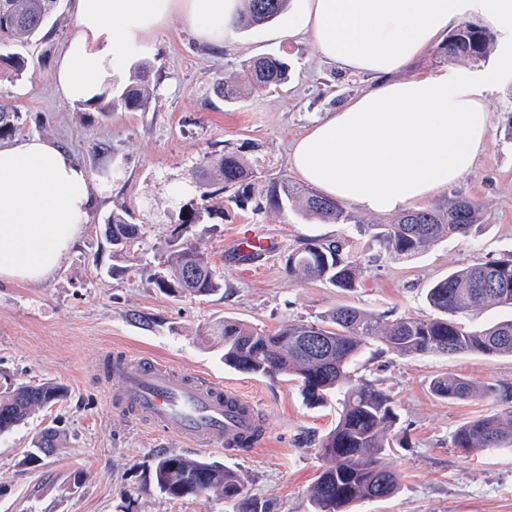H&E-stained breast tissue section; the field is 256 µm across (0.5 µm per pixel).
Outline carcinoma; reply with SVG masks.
<instances>
[{
  "instance_id": "carcinoma-1",
  "label": "carcinoma",
  "mask_w": 512,
  "mask_h": 512,
  "mask_svg": "<svg viewBox=\"0 0 512 512\" xmlns=\"http://www.w3.org/2000/svg\"><path fill=\"white\" fill-rule=\"evenodd\" d=\"M236 23L240 28L262 26L279 18L289 0H244ZM56 0H0V44L24 43L47 26ZM496 36L486 28L462 22L436 48L438 59L463 57L481 61L491 53ZM146 67L139 66L130 84L108 98L101 96L88 107L100 111L142 110L148 102ZM240 78L255 89L277 86L287 79V65L273 57H258L240 63ZM17 109L0 104V138L12 135ZM223 181L221 190L242 207L257 198L278 211L294 207L309 219L346 224L349 215L340 202L326 198L308 186L286 179L262 182L242 157L226 152L212 159ZM483 206L473 198L455 194L445 206L408 209L387 224H373V238L392 260L412 258L431 245L481 226ZM113 228H139L114 211L106 219ZM167 269L154 274L158 288L173 297L186 293L199 297L221 290V280L206 257L186 242L169 244ZM195 270L186 279L187 267ZM288 274L299 280L319 278L341 291L356 288L365 269L350 259L335 241L305 240L287 256ZM436 315L429 318H399L387 322L352 306H338L313 323H290L273 334L233 319L224 320L220 336L224 365L257 375H287L300 382L307 404L319 406L330 393L341 396L336 427L319 442V452L333 466L324 470L310 490L314 512H350L365 500L384 499L399 484L397 473L384 462V429L397 415L391 399L381 390L358 379L353 366L362 348L374 340L387 349L408 356L439 352L478 353L488 357H512V319L483 328L469 327L457 316L474 308L512 309V257L458 268L436 280L426 294ZM432 391L443 398L468 400L477 389L457 375L432 380ZM64 388L53 382L21 383L0 395V434L20 424L36 407L62 400ZM463 453L483 448L512 447V413L485 415L461 425L453 439ZM158 489L177 500L215 495L237 504V512H266L258 499L244 492L239 475L220 463L188 458L177 452L157 456L154 466Z\"/></svg>"
}]
</instances>
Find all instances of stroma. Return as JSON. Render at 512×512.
<instances>
[{
	"instance_id": "35a3bbf8",
	"label": "stroma",
	"mask_w": 512,
	"mask_h": 512,
	"mask_svg": "<svg viewBox=\"0 0 512 512\" xmlns=\"http://www.w3.org/2000/svg\"><path fill=\"white\" fill-rule=\"evenodd\" d=\"M70 0H58L48 32L25 45H1L0 55L25 57L14 76L0 66V103L17 108L14 138L38 135L73 153L97 189V205L56 274L40 284L0 280V393L22 383L54 382L66 396L0 435V512H236L232 502L201 496L172 500L154 480L156 455L175 451L236 471L248 495L268 512H312L310 488L329 465L318 442L332 430L341 406L304 400L293 377L243 374L225 367L223 346L210 336L224 319L275 332L307 323L341 305L392 321L430 316L429 285L449 271L512 254V141L499 134L512 112V42L497 38L482 62L439 61L427 51L408 74L448 68L473 76L493 72L484 96L493 131L456 192L483 206L485 224L409 260L387 259L370 227L385 214L348 207L345 224L320 223L298 211L241 209L227 194H207V160L237 152L259 179L293 178L290 143L315 121L373 85L322 58L308 42L270 39V25L239 30L237 41L199 43L181 18L141 54L150 67L151 99L136 112H101L61 98L54 64L72 27ZM272 55L290 65L286 83L243 87L227 102L212 80L233 78L242 60ZM125 213L137 238L115 253L104 234L110 213ZM196 223H189V216ZM259 231L277 244L251 264L236 258L237 243ZM187 241L206 256L223 289L212 296L172 297L153 281L168 243ZM306 239L339 240L364 266L360 285L341 292L289 276V250ZM152 357L175 369L238 389L264 419L259 442L244 452L186 445L179 425L155 431L117 407L103 377L112 358ZM357 374L388 394L398 420L387 432L384 457L399 475L388 498L366 500L351 512H512V449L466 455L453 446L469 419L512 411V358L442 353L400 356L381 343L365 346ZM453 374L496 392L469 400L434 394L431 380ZM58 447L40 462L26 454L44 429Z\"/></svg>"
}]
</instances>
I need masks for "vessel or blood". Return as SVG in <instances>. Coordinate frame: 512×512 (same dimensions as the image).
Masks as SVG:
<instances>
[{"mask_svg":"<svg viewBox=\"0 0 512 512\" xmlns=\"http://www.w3.org/2000/svg\"><path fill=\"white\" fill-rule=\"evenodd\" d=\"M106 373L120 406L155 429L179 422L186 441L196 448L226 445L258 420L255 406L237 391L156 359L116 358L108 363Z\"/></svg>","mask_w":512,"mask_h":512,"instance_id":"vessel-or-blood-1","label":"vessel or blood"}]
</instances>
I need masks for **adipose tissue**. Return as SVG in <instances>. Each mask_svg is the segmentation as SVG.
<instances>
[{
    "instance_id": "adipose-tissue-1",
    "label": "adipose tissue",
    "mask_w": 512,
    "mask_h": 512,
    "mask_svg": "<svg viewBox=\"0 0 512 512\" xmlns=\"http://www.w3.org/2000/svg\"><path fill=\"white\" fill-rule=\"evenodd\" d=\"M244 0H72L73 31L52 73L60 95L91 103L119 91L145 44L180 16L197 39L235 38ZM512 34V0H291L280 35L307 38L347 74L378 81L316 122L291 152L321 194L389 214L460 182L484 151L493 74L439 69L403 77L468 11ZM95 186L59 143L0 144V280L51 278L90 218Z\"/></svg>"
}]
</instances>
